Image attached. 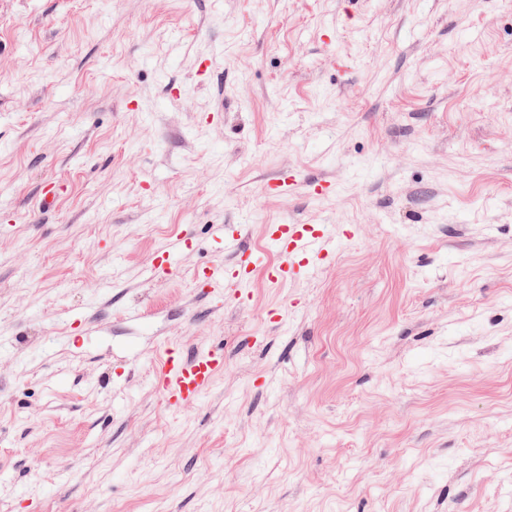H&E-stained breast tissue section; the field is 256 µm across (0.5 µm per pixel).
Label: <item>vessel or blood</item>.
Instances as JSON below:
<instances>
[{
	"label": "vessel or blood",
	"mask_w": 512,
	"mask_h": 512,
	"mask_svg": "<svg viewBox=\"0 0 512 512\" xmlns=\"http://www.w3.org/2000/svg\"><path fill=\"white\" fill-rule=\"evenodd\" d=\"M299 185L298 176L283 171L269 178L264 192L280 197L293 192ZM264 238L276 254L275 261H266L257 252L240 245L238 231L217 224L213 239L226 258L212 264L202 273L204 290L217 292L231 286L239 300H246V287L254 272H263L274 285L301 279L316 264L328 261L335 251V239L320 224H268L263 228ZM188 247L187 236L181 235L153 259L151 272L155 277L170 276L173 259ZM224 365V351L213 346L197 348L188 358L167 356L156 377V385L169 407L193 405L211 388L215 375Z\"/></svg>",
	"instance_id": "b4317fda"
}]
</instances>
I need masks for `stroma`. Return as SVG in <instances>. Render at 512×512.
<instances>
[{"label":"stroma","mask_w":512,"mask_h":512,"mask_svg":"<svg viewBox=\"0 0 512 512\" xmlns=\"http://www.w3.org/2000/svg\"><path fill=\"white\" fill-rule=\"evenodd\" d=\"M285 220L333 260L198 288ZM0 512H512V0H0ZM299 185L298 175L294 171H283L269 178L264 185L267 196L280 197L293 192ZM188 248V238L180 235L164 249L159 251L153 259L151 272L154 277H168L172 273L173 258ZM224 365V351L205 345L188 358L168 355L156 377V385L170 408L194 404L211 388Z\"/></svg>","instance_id":"obj_1"}]
</instances>
